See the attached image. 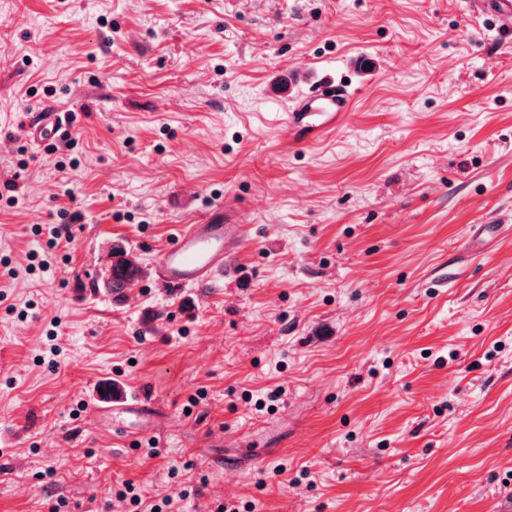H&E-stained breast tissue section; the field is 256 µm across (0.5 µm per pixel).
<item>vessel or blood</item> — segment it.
<instances>
[{"mask_svg":"<svg viewBox=\"0 0 512 512\" xmlns=\"http://www.w3.org/2000/svg\"><path fill=\"white\" fill-rule=\"evenodd\" d=\"M476 12L512 16V0H468ZM353 105L349 86L335 78L320 81L285 118V137L289 144L305 145L320 140L337 126L347 122ZM68 131L67 116L62 112H41L31 127L35 142L62 138ZM501 225H475L468 240L472 251L482 252L500 236ZM248 227L237 210L216 204L197 224L182 225L173 242L161 253L156 274L170 288L207 284L220 272L231 271ZM94 413L121 437L156 433L160 411L146 396L128 398L103 394Z\"/></svg>","mask_w":512,"mask_h":512,"instance_id":"1","label":"vessel or blood"}]
</instances>
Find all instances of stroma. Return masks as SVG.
Returning <instances> with one entry per match:
<instances>
[{"label":"stroma","instance_id":"stroma-1","mask_svg":"<svg viewBox=\"0 0 512 512\" xmlns=\"http://www.w3.org/2000/svg\"><path fill=\"white\" fill-rule=\"evenodd\" d=\"M327 75L348 122L289 145L282 112ZM53 107L74 122L49 153L23 121ZM6 183L0 512H512V230L464 246L512 227V18L0 0ZM220 202L252 226L233 273L162 285L161 252ZM116 244L144 269L120 301ZM107 381L160 404L156 452L97 421ZM504 224H475L468 240L474 252H483L500 236Z\"/></svg>","mask_w":512,"mask_h":512}]
</instances>
